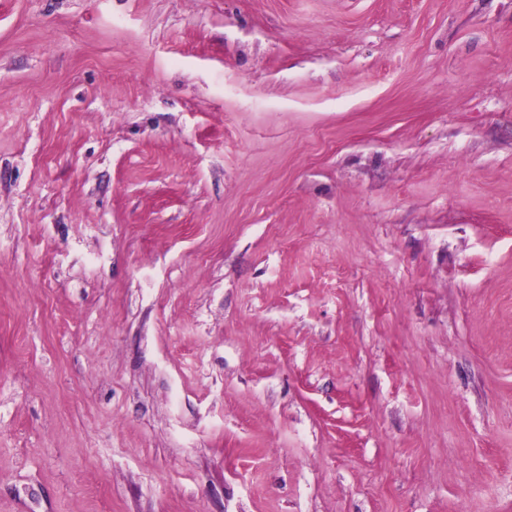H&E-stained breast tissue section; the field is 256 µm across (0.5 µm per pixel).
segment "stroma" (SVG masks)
Segmentation results:
<instances>
[{"instance_id":"obj_1","label":"stroma","mask_w":512,"mask_h":512,"mask_svg":"<svg viewBox=\"0 0 512 512\" xmlns=\"http://www.w3.org/2000/svg\"><path fill=\"white\" fill-rule=\"evenodd\" d=\"M0 512H512V0H0Z\"/></svg>"}]
</instances>
